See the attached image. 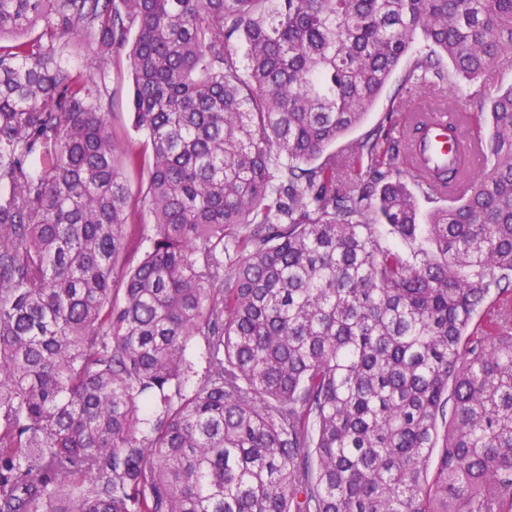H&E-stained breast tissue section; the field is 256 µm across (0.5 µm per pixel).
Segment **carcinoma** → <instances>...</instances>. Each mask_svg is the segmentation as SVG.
<instances>
[{
	"mask_svg": "<svg viewBox=\"0 0 512 512\" xmlns=\"http://www.w3.org/2000/svg\"><path fill=\"white\" fill-rule=\"evenodd\" d=\"M80 36L131 62L133 267ZM504 58L512 0H0V512L512 506V85L424 223L468 170L405 166L422 113L328 153ZM403 69L404 68L401 67L392 76L364 121L357 128L350 131L344 138L338 140L335 145L330 147L328 153H336V162H339V164L344 163L342 161L343 159L341 150L348 141L356 140L367 135L369 131L377 124H379V122L385 116V113L390 108L391 98L397 89Z\"/></svg>",
	"mask_w": 512,
	"mask_h": 512,
	"instance_id": "obj_1",
	"label": "carcinoma"
}]
</instances>
